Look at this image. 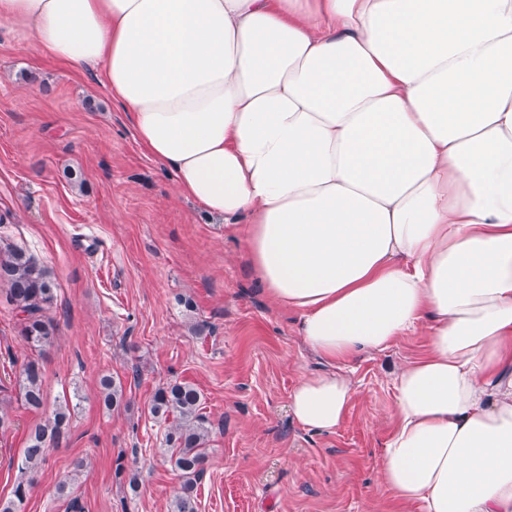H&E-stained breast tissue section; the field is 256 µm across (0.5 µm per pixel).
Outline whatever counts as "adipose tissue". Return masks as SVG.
Here are the masks:
<instances>
[{"mask_svg":"<svg viewBox=\"0 0 512 512\" xmlns=\"http://www.w3.org/2000/svg\"><path fill=\"white\" fill-rule=\"evenodd\" d=\"M103 70L148 154L325 363L289 410L331 433L342 368L424 330L392 373L378 466L409 512H512V0H0Z\"/></svg>","mask_w":512,"mask_h":512,"instance_id":"ef3b65f1","label":"adipose tissue"}]
</instances>
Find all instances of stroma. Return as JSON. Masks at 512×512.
<instances>
[{"mask_svg": "<svg viewBox=\"0 0 512 512\" xmlns=\"http://www.w3.org/2000/svg\"><path fill=\"white\" fill-rule=\"evenodd\" d=\"M245 219L207 215L137 143L96 71L43 55L0 22V246L31 254L54 285V337L42 350L47 406L20 396V316L0 293V500L11 498L28 432L56 404L74 407L67 444L50 450L21 512H170L181 479L147 404L188 381L212 423L199 512H404L378 482L393 426L391 371L427 352L412 333L346 372L355 396L332 433L288 410L322 363L301 314L273 307L247 257ZM118 375L128 410L107 413L99 379ZM138 451L143 482L120 466ZM82 459L85 471L74 473ZM68 485V494L58 492Z\"/></svg>", "mask_w": 512, "mask_h": 512, "instance_id": "1", "label": "stroma"}]
</instances>
